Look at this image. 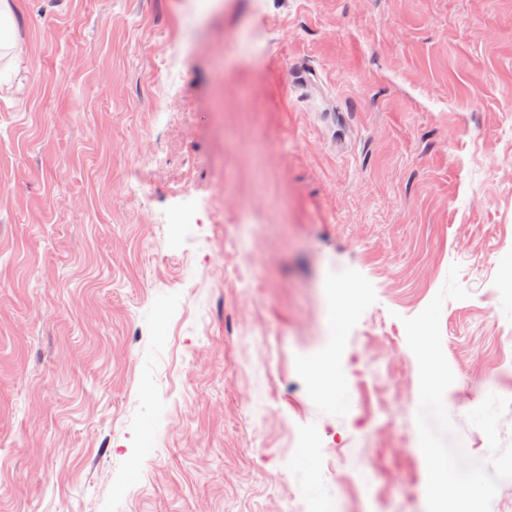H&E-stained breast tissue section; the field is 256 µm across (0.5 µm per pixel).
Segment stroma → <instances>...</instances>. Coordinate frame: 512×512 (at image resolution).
Listing matches in <instances>:
<instances>
[{
    "label": "stroma",
    "instance_id": "stroma-1",
    "mask_svg": "<svg viewBox=\"0 0 512 512\" xmlns=\"http://www.w3.org/2000/svg\"><path fill=\"white\" fill-rule=\"evenodd\" d=\"M13 2L0 512H427L403 321L455 263L445 409L488 458L512 0Z\"/></svg>",
    "mask_w": 512,
    "mask_h": 512
}]
</instances>
